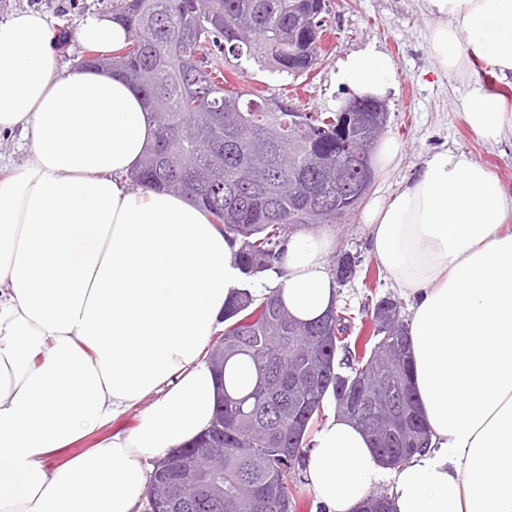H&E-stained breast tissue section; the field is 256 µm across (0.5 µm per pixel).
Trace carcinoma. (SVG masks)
Returning a JSON list of instances; mask_svg holds the SVG:
<instances>
[{"label": "carcinoma", "instance_id": "cac0c4a2", "mask_svg": "<svg viewBox=\"0 0 512 512\" xmlns=\"http://www.w3.org/2000/svg\"><path fill=\"white\" fill-rule=\"evenodd\" d=\"M318 0H112V19L128 29L115 52L88 51L80 68L106 67L135 85L153 113L156 136L133 181L147 189L184 193L224 233L238 239L242 273L273 269L294 226L329 224L351 213L346 196L322 195L336 173L338 143L362 139V113L307 112L303 131L288 129V98H268L231 85L223 66L240 74L315 69L327 23L302 58L288 21L307 16ZM378 306L363 305L359 328L350 308L336 310L331 327L292 318L279 296L239 292L224 310V360L208 359L219 384L211 428L180 449L184 470L202 477L218 458L224 490L174 512H293L290 485L310 427L351 397L389 419L375 431L353 416L387 466H399L429 445L411 382L408 324H384ZM313 336L330 349L309 350ZM308 352V365L297 356Z\"/></svg>", "mask_w": 512, "mask_h": 512}]
</instances>
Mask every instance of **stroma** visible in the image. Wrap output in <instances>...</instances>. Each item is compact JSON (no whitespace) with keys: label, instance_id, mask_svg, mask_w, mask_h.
Returning <instances> with one entry per match:
<instances>
[{"label":"stroma","instance_id":"obj_1","mask_svg":"<svg viewBox=\"0 0 512 512\" xmlns=\"http://www.w3.org/2000/svg\"><path fill=\"white\" fill-rule=\"evenodd\" d=\"M331 39L327 54L309 76L291 79L253 71L251 78L268 96L277 97L291 86H299L297 108L308 112L338 110L346 97L337 88L335 74L347 56L366 47L384 53L396 69L397 87L385 98L389 110L386 136L395 139L399 153L386 174L375 176L371 196L388 199L415 174L434 149L465 153L496 177L512 196V131L497 142L476 137L459 115L456 104L466 86L455 76L436 71L428 54L425 36L436 22L424 0H327ZM34 7L45 12L59 34L57 53L64 69L76 68L87 53L75 33L89 16L108 13L110 0H0V17L20 8ZM362 209H355L331 224L333 257L349 253L363 260L339 288V301L359 310L370 293L364 287V267L376 264ZM374 298L388 297L407 308L405 296L386 272H379Z\"/></svg>","mask_w":512,"mask_h":512}]
</instances>
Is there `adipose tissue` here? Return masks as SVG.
Returning a JSON list of instances; mask_svg holds the SVG:
<instances>
[{
    "label": "adipose tissue",
    "mask_w": 512,
    "mask_h": 512,
    "mask_svg": "<svg viewBox=\"0 0 512 512\" xmlns=\"http://www.w3.org/2000/svg\"><path fill=\"white\" fill-rule=\"evenodd\" d=\"M442 73L467 82L461 114L491 142L504 99L471 80L481 61L512 85V0H427ZM127 31L87 18L77 41L121 48ZM35 9L0 19V133L28 149L0 176V512H143L153 464L209 426L207 360L242 286L240 243L184 196L132 187L155 123L138 90L96 69L61 70ZM348 96L384 97L395 68L369 47L336 73ZM512 198L464 153L441 149L364 220L409 301L413 383L429 449L380 464L362 431L328 418L306 472L322 512H357L382 484L394 512H512ZM333 237L288 235L255 291L303 322L338 301ZM67 461L54 455L135 408ZM143 413L144 408L141 407H138V409L136 410H132L131 412L115 420L105 428L96 432L93 436L79 442L75 446H72V448H69L68 450L60 453L59 455L56 456V460L60 462L65 461L70 457L86 450L87 448L93 447V445L96 442V439L107 437L115 430L129 431L133 429L139 424Z\"/></svg>",
    "instance_id": "adipose-tissue-1"
}]
</instances>
